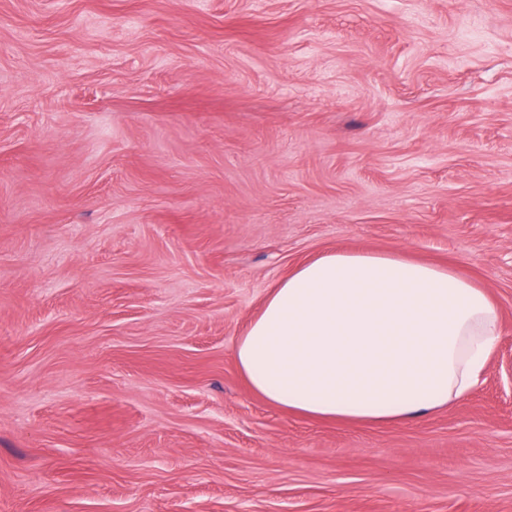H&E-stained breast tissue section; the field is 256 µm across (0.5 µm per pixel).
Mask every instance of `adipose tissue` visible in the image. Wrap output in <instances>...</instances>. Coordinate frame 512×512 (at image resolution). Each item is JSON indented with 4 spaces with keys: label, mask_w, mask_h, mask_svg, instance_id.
<instances>
[{
    "label": "adipose tissue",
    "mask_w": 512,
    "mask_h": 512,
    "mask_svg": "<svg viewBox=\"0 0 512 512\" xmlns=\"http://www.w3.org/2000/svg\"><path fill=\"white\" fill-rule=\"evenodd\" d=\"M497 339L492 296L454 270L332 252L272 289L235 358L252 390L277 406L396 423L468 393Z\"/></svg>",
    "instance_id": "obj_1"
}]
</instances>
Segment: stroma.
<instances>
[{"label": "stroma", "instance_id": "35a3bbf8", "mask_svg": "<svg viewBox=\"0 0 512 512\" xmlns=\"http://www.w3.org/2000/svg\"><path fill=\"white\" fill-rule=\"evenodd\" d=\"M332 251L486 287L447 408L240 373ZM512 0H0V512H512Z\"/></svg>", "mask_w": 512, "mask_h": 512}]
</instances>
